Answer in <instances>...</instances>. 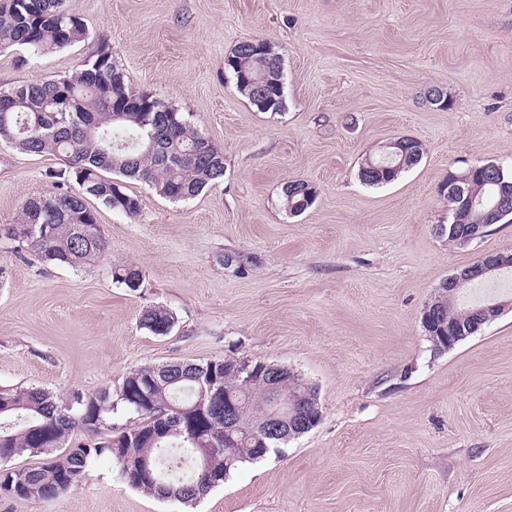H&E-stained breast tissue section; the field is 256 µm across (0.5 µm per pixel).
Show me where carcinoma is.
<instances>
[{
  "label": "carcinoma",
  "mask_w": 512,
  "mask_h": 512,
  "mask_svg": "<svg viewBox=\"0 0 512 512\" xmlns=\"http://www.w3.org/2000/svg\"><path fill=\"white\" fill-rule=\"evenodd\" d=\"M86 24L72 13L65 0H11L0 3V52L23 49L32 58L86 40ZM239 92L254 102V84H265L273 98L272 106L259 111L278 112L284 103L281 58L264 40L250 38L239 42L226 59ZM156 142L147 153V132ZM202 134L185 116L163 99L147 91L132 89L126 71L99 44L82 61L72 76L39 80L0 91V141L23 153L54 156L61 168L54 177L74 182L77 188L28 198L21 206L16 225H28L30 232L21 241L49 266L81 267L92 257L104 255L108 244L97 213L88 212L78 196L100 201L114 212L136 217L140 199L129 194L127 180L143 182L163 198L185 202L199 196L210 184L224 177V153L214 143L199 149ZM386 157L367 159L360 169L362 182L383 186L395 181L415 166L423 155L420 141L402 137L384 150ZM466 179L473 185L491 181L493 191L503 189L512 196V173L500 167L487 170L483 165L460 172H449L447 179ZM316 198V188L304 180H293L283 188V207L291 215L307 210ZM492 204L470 207L448 198L452 221L448 223V243H464V230L472 224L512 223V214L498 219L482 217ZM116 282L133 289L142 272L124 265L112 272ZM503 288L484 286L477 297L474 289L448 301L426 335L433 346L440 345L448 331L460 325L462 314L491 303ZM176 316L163 306H148L140 325L155 335L166 336L175 327ZM214 369L220 389L234 393L239 386L235 373L224 368V359L200 363ZM267 381L255 378L251 390L241 396L240 419L246 428L262 425ZM199 383L196 368L144 366L128 372L116 391V401L106 394L75 393L63 403L49 390L0 388V460L29 454L42 457L40 466L26 473L0 470V487L22 484L15 494L21 499L49 500L78 485L89 464L108 456L118 467L121 478L132 482L131 467L148 466L159 486L139 490L162 500L189 503L206 495L215 485L199 465L209 458L212 472L226 478L231 471L266 454H278L288 440L266 438L267 453L247 442L237 448L224 447V441L210 442L208 431L224 422V403L214 406L208 416L196 421L192 439L176 431L161 434L158 428L183 415L197 400ZM90 440L68 443L75 431Z\"/></svg>",
  "instance_id": "carcinoma-1"
}]
</instances>
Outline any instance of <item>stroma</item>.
I'll return each mask as SVG.
<instances>
[{
    "label": "stroma",
    "instance_id": "obj_1",
    "mask_svg": "<svg viewBox=\"0 0 512 512\" xmlns=\"http://www.w3.org/2000/svg\"><path fill=\"white\" fill-rule=\"evenodd\" d=\"M85 42L29 58L0 52V89L70 76L105 42L131 77L224 152V177L174 203L129 180L130 218L89 205L109 253L46 267L6 236L55 158L0 141V388L116 392L145 365L235 357L288 367L322 418L281 454L241 464L185 505L126 484L109 457L49 501L0 512H512V311L453 349L422 327L440 285L487 252L512 253V223L452 245L449 172H512V0H67ZM247 38L282 58L285 104L261 112L225 60ZM449 102L441 107L432 90ZM422 142L398 180L359 170L391 141ZM312 183L304 213L288 181ZM143 271L139 288L115 266ZM161 305L177 323L139 324ZM316 188L304 180H293L283 188V207L291 215L307 210L316 198ZM176 323L173 312L163 306H147L141 312L140 325L155 335H168Z\"/></svg>",
    "mask_w": 512,
    "mask_h": 512
}]
</instances>
